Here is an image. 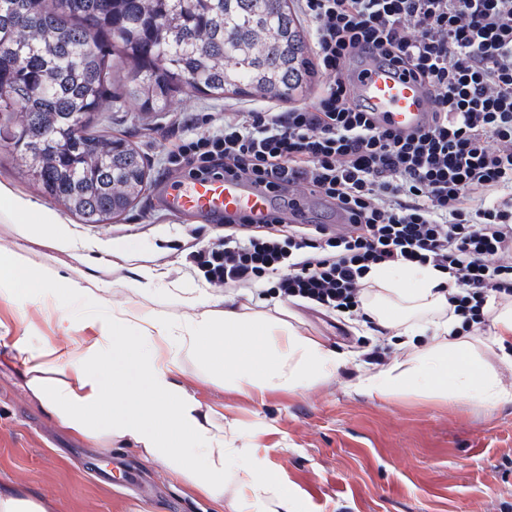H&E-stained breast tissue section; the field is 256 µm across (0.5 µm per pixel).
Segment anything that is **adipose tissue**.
Wrapping results in <instances>:
<instances>
[{"instance_id":"adipose-tissue-1","label":"adipose tissue","mask_w":512,"mask_h":512,"mask_svg":"<svg viewBox=\"0 0 512 512\" xmlns=\"http://www.w3.org/2000/svg\"><path fill=\"white\" fill-rule=\"evenodd\" d=\"M0 221L10 224L20 246H0V354L17 366L28 399L70 435L105 450L132 449L164 466L224 512V466L245 459L253 496H267V512H291L288 498L269 496L274 473L251 463V450L237 447L235 427H224L213 411L180 382L185 361L238 390L295 391L325 381L346 364L344 354L299 333L285 322L251 317L233 302L184 292L188 315L176 317L146 305L157 273L139 267L128 283L129 298L113 304L112 284L83 259L59 272L54 252L67 250L62 215L38 206L0 183ZM47 248L42 263H31L23 242ZM374 285L392 293L386 303L365 310L384 328L437 341L410 360L359 374L353 389L386 399L399 391H429L444 400L477 399L495 407L512 404V384L473 349L457 318L432 328L404 325L406 310L441 312L447 306L441 274L431 268L372 269ZM53 293L39 319L23 315L38 291ZM73 300L89 312L70 319L61 304ZM488 347L512 366V307L488 301ZM47 334L36 335L38 324Z\"/></svg>"}]
</instances>
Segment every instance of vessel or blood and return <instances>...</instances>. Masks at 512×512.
Masks as SVG:
<instances>
[{"label":"vessel or blood","mask_w":512,"mask_h":512,"mask_svg":"<svg viewBox=\"0 0 512 512\" xmlns=\"http://www.w3.org/2000/svg\"><path fill=\"white\" fill-rule=\"evenodd\" d=\"M346 75L378 123L408 132L430 120V88L405 75L401 67L366 60ZM164 206L175 216L218 221L245 215L257 224L266 222L272 212L267 194L231 177L175 182L165 193Z\"/></svg>","instance_id":"b4317fda"}]
</instances>
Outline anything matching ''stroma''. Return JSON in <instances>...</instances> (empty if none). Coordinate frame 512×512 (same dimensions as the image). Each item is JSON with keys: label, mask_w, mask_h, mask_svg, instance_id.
<instances>
[{"label": "stroma", "mask_w": 512, "mask_h": 512, "mask_svg": "<svg viewBox=\"0 0 512 512\" xmlns=\"http://www.w3.org/2000/svg\"><path fill=\"white\" fill-rule=\"evenodd\" d=\"M254 104L248 97L228 93L216 100L187 88L162 112L105 101L95 125L139 149L148 185L112 223L69 217L72 249L58 253V260L112 258L99 275L115 283L118 303L126 299L124 284L133 268H154L161 273L150 301L156 309L184 314L176 295L180 288L224 296L252 311L287 314L304 334L347 355L346 365L314 387L261 395L224 387L196 363L184 364L182 382L218 420L235 423L254 461L278 475L272 495L288 497L293 512H512L511 404L445 402L427 392H398L385 400L357 393L351 384L360 371L410 358L417 344H402L359 311L341 314L263 294L255 286H212L193 273L190 252L222 239L224 227L157 207L156 188L178 178L163 166L173 142L168 131L179 112ZM0 182L38 205L57 207L1 143ZM116 242L127 244V258H113ZM241 467L237 458L226 465L224 512H265L266 499L245 488ZM0 485L24 489L50 512H210L205 499L175 482L164 467L65 433L29 402L19 376L6 365L0 367Z\"/></svg>", "instance_id": "1"}]
</instances>
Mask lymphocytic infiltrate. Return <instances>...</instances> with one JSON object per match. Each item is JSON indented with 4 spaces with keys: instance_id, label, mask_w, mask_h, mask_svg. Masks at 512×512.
<instances>
[{
    "instance_id": "lymphocytic-infiltrate-1",
    "label": "lymphocytic infiltrate",
    "mask_w": 512,
    "mask_h": 512,
    "mask_svg": "<svg viewBox=\"0 0 512 512\" xmlns=\"http://www.w3.org/2000/svg\"><path fill=\"white\" fill-rule=\"evenodd\" d=\"M323 77L287 112H208L168 151L182 177L230 173L273 195L272 219L241 217L192 252L206 282L266 285L353 311L378 266L448 277V312L484 323L512 300V0H300ZM404 65L433 89L431 124L399 134L357 103L348 64ZM335 205L337 227L301 220L304 196Z\"/></svg>"
}]
</instances>
